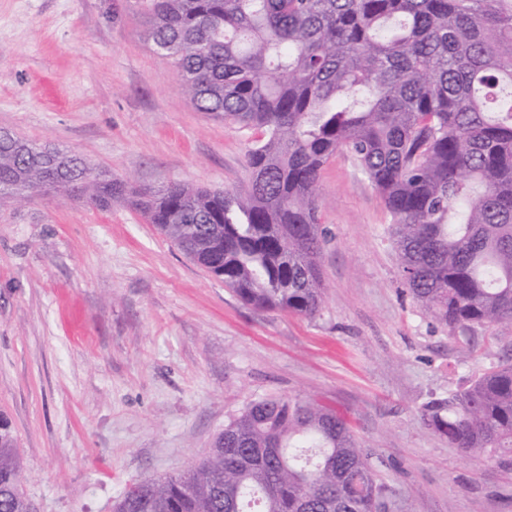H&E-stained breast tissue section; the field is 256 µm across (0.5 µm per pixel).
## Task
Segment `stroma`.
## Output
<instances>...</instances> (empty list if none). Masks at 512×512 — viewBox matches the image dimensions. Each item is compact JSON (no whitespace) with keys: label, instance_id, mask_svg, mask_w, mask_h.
Instances as JSON below:
<instances>
[{"label":"stroma","instance_id":"1","mask_svg":"<svg viewBox=\"0 0 512 512\" xmlns=\"http://www.w3.org/2000/svg\"><path fill=\"white\" fill-rule=\"evenodd\" d=\"M0 128L134 188L236 191L254 134L198 111L139 0H0ZM325 283L314 317L242 302L126 203L61 192L0 206V411L35 512H113L133 481L199 463L249 402L344 418L393 488L389 512H512V468L449 445L424 405L512 361L474 353L402 283L391 217L336 153L319 185Z\"/></svg>","mask_w":512,"mask_h":512}]
</instances>
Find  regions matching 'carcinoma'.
Wrapping results in <instances>:
<instances>
[{"label":"carcinoma","mask_w":512,"mask_h":512,"mask_svg":"<svg viewBox=\"0 0 512 512\" xmlns=\"http://www.w3.org/2000/svg\"><path fill=\"white\" fill-rule=\"evenodd\" d=\"M506 0H145L194 107L257 133L241 192L131 190L79 155L0 131V196L124 200L241 301L315 315L318 187L350 154L381 194L413 298L451 331L512 330V5ZM428 429L512 466V362L424 407ZM346 422L250 402L206 459L132 483L113 512H386ZM0 512H34L0 413Z\"/></svg>","instance_id":"1"}]
</instances>
